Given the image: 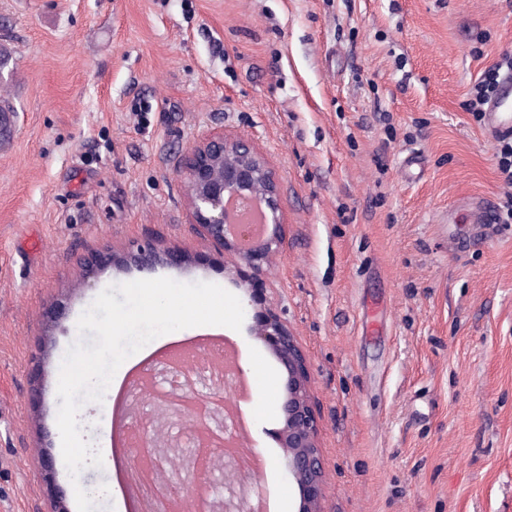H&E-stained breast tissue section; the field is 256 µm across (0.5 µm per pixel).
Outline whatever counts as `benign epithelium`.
<instances>
[{"instance_id":"7a95c632","label":"benign epithelium","mask_w":512,"mask_h":512,"mask_svg":"<svg viewBox=\"0 0 512 512\" xmlns=\"http://www.w3.org/2000/svg\"><path fill=\"white\" fill-rule=\"evenodd\" d=\"M179 176L192 224L205 247L224 259L225 273L239 276L246 267L252 277H261L282 251L287 235L281 183L274 168L251 141L219 131L188 150ZM159 257L157 244L145 240L122 255L98 252L84 265L134 262L148 266ZM253 332L271 351L284 377L277 439L288 457V474L302 492L299 512H324V467L306 356L271 301L256 314ZM168 482L186 489L191 500H216L215 483L206 473L185 478L174 473Z\"/></svg>"}]
</instances>
